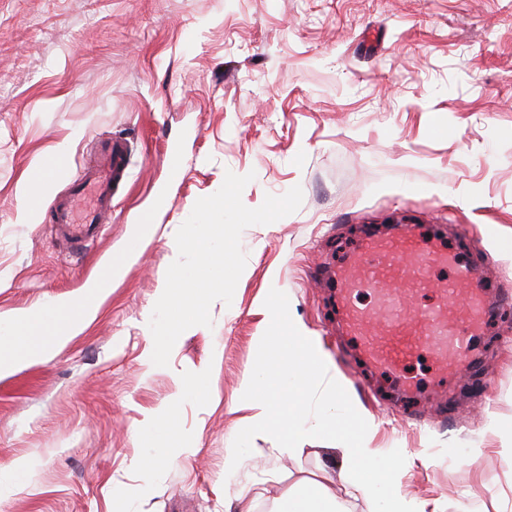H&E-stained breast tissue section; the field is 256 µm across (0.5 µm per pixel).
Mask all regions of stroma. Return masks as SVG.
<instances>
[{
	"instance_id": "stroma-1",
	"label": "stroma",
	"mask_w": 512,
	"mask_h": 512,
	"mask_svg": "<svg viewBox=\"0 0 512 512\" xmlns=\"http://www.w3.org/2000/svg\"><path fill=\"white\" fill-rule=\"evenodd\" d=\"M107 136L126 142L128 185L75 251L43 210ZM48 154L67 178L33 183ZM229 171L254 173L247 207L297 185L302 205L243 231L232 302L155 366L175 234ZM31 187L42 211L24 205ZM148 208L154 232L96 318L0 378V512H272L302 482L373 512L328 440L291 451L256 435L224 475L273 288L373 422L369 447L407 457L398 493L417 512H512V0H0V337L25 347L16 319L75 299ZM398 224L443 226L491 294L480 383L438 405L355 359L315 277L363 227Z\"/></svg>"
}]
</instances>
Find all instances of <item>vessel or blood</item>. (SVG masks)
Returning <instances> with one entry per match:
<instances>
[{
    "instance_id": "1",
    "label": "vessel or blood",
    "mask_w": 512,
    "mask_h": 512,
    "mask_svg": "<svg viewBox=\"0 0 512 512\" xmlns=\"http://www.w3.org/2000/svg\"><path fill=\"white\" fill-rule=\"evenodd\" d=\"M128 165L125 144L106 141L91 173L73 182L68 199L51 206L50 223L72 244L93 238ZM67 173L66 160L56 154L44 157L36 170L41 178L62 179ZM440 268L452 270V278L434 280ZM336 283L347 330L359 337L373 368L393 376L405 393L420 387L407 375V362L425 354L435 368L434 386L469 373L476 340L487 326L486 290L479 270L446 241L423 237L411 226L395 236L367 237L337 267ZM431 289L436 301L416 305L415 295ZM363 293L370 295L369 304L359 302Z\"/></svg>"
}]
</instances>
